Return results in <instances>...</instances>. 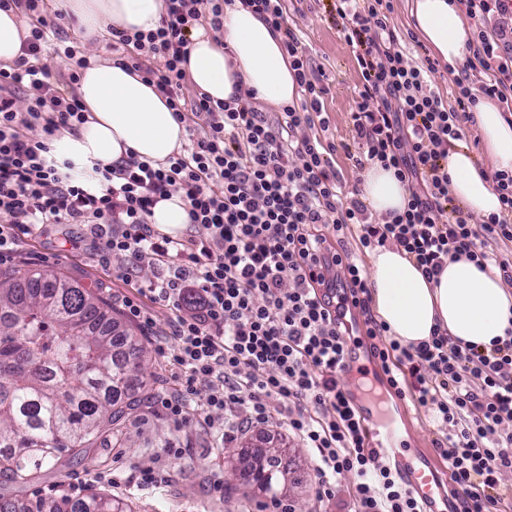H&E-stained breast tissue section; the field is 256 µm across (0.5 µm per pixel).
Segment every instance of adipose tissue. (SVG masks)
<instances>
[{
	"label": "adipose tissue",
	"mask_w": 512,
	"mask_h": 512,
	"mask_svg": "<svg viewBox=\"0 0 512 512\" xmlns=\"http://www.w3.org/2000/svg\"><path fill=\"white\" fill-rule=\"evenodd\" d=\"M75 16L85 39L107 28L148 31L156 28L163 0H62ZM409 24L418 38L442 62L465 61L473 39L469 23L452 0H412ZM183 68L190 83L216 100L249 88L257 97L277 106L299 96L287 52L281 39L250 10L225 7L218 35L196 29ZM78 95L90 118L77 134H64L58 151L82 161L113 164L134 152L153 160L179 152L185 130L166 99L139 73L114 63H94L82 72ZM481 133V155L459 142L448 148L450 191L469 213L486 217L501 203L490 171H512V122L499 105L481 100L475 112ZM366 204L379 215L403 210L408 197L405 183L381 164L364 173ZM369 288L379 322L402 343L427 340L433 327L446 330L452 343L490 349L512 325V292L497 270L479 269L474 262H448L434 280H426L414 259L393 247L376 248L369 258Z\"/></svg>",
	"instance_id": "ef3b65f1"
}]
</instances>
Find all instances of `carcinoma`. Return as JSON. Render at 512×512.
<instances>
[{
  "label": "carcinoma",
  "mask_w": 512,
  "mask_h": 512,
  "mask_svg": "<svg viewBox=\"0 0 512 512\" xmlns=\"http://www.w3.org/2000/svg\"><path fill=\"white\" fill-rule=\"evenodd\" d=\"M145 347L118 330L94 293L54 272L0 274V477L26 484L61 456L85 461L93 448H120L129 412L145 387ZM276 448L256 458L259 477L288 492ZM53 512H128L105 494L62 497Z\"/></svg>",
  "instance_id": "obj_1"
}]
</instances>
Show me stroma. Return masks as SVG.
I'll return each mask as SVG.
<instances>
[{"mask_svg": "<svg viewBox=\"0 0 512 512\" xmlns=\"http://www.w3.org/2000/svg\"><path fill=\"white\" fill-rule=\"evenodd\" d=\"M288 22L301 30L307 55L313 66L327 76V92L323 111L328 128L322 131L323 144L333 145L330 155L343 192L361 189L364 168L357 164L358 152L352 141L351 113L353 91L361 80L351 47L345 42L329 15V0H294ZM59 38L76 46L87 57L111 61L112 34L101 33L95 41L83 39L77 20L60 23ZM56 229H44L26 238L20 256L7 261L10 269L51 270L69 277L89 289H101L102 296L122 328L136 330L135 322L126 318L118 300L127 293V286L113 282L108 269L101 267L91 253L76 252L64 246ZM370 377L343 376L342 384L349 392L364 394L376 402L385 421L404 428L407 437L402 446L407 456L435 451L446 432L435 416L425 410L411 412L409 418L398 415L397 398L374 378L379 361H370ZM129 443L124 448L95 449L91 462L76 464L62 459L45 466L38 480L25 486L0 484V492L22 504L42 496L53 500L61 496L77 499L99 492L123 500L133 512H280L270 499L248 492L243 479L230 475L224 465L226 451H233L237 468L246 467L249 454L263 448L265 434H272L276 445L292 456L291 468L296 483L287 503L293 512H316L318 480L316 451L289 435L278 414H271L263 430L249 431L227 445H220L214 429L195 420L178 423L159 406H151L144 415L130 417L126 423ZM153 469L166 475L158 486L140 485L141 470ZM221 479L222 488H215L214 479Z\"/></svg>", "mask_w": 512, "mask_h": 512, "instance_id": "stroma-1", "label": "stroma"}]
</instances>
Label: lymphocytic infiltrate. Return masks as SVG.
Wrapping results in <instances>:
<instances>
[{
	"mask_svg": "<svg viewBox=\"0 0 512 512\" xmlns=\"http://www.w3.org/2000/svg\"><path fill=\"white\" fill-rule=\"evenodd\" d=\"M459 2L479 24L468 67L487 79L476 91L458 79L448 105L432 88L436 62L411 64L400 49L389 23L392 0H332L361 74L353 140L368 161L408 185L403 212L377 219L341 192L314 132L327 125L325 74L289 25L288 0H165L156 29L113 31V42L135 49L121 64L156 86L188 133L182 153L161 161L130 153L115 165H78L53 154L58 132H78L88 120L74 86L89 61L74 47H52L69 69L68 83L53 80L32 62L59 30L44 15L45 0H0L1 10L22 9L34 22L22 56L0 68V260L44 225H81L100 260L121 258L112 278L133 290L120 297L127 315L174 343L178 386L159 396L169 416L187 422L200 410L218 411L229 436L278 412L289 433L317 451L320 503H331L337 478L353 473L352 512H421L380 463L341 383L347 342L330 310L331 288H348L369 338L385 327L371 314L363 269L332 250L317 227L332 225L340 236L358 225L362 250L402 249L429 279L463 255L512 285V260L485 248L491 240L512 243V172L492 174L501 211L477 222L454 204L448 177V146L463 138L462 124L473 121L480 98L498 100L512 115V0ZM236 3L280 35L299 104L266 112L249 90L224 102L187 95L182 65L191 28L205 23L220 31L225 7ZM174 195L187 208L190 232L181 238L149 222L155 205ZM146 262L160 273L136 280ZM190 293L196 299L188 308ZM153 304L174 310L166 328L154 320ZM372 355L396 396H411L447 427L438 452L448 464L453 512H489L511 497L503 475L512 470V432L502 426L512 423V328L483 352L450 343L437 328L428 340L393 339ZM202 383L210 392L199 403Z\"/></svg>",
	"mask_w": 512,
	"mask_h": 512,
	"instance_id": "obj_1",
	"label": "lymphocytic infiltrate"
}]
</instances>
